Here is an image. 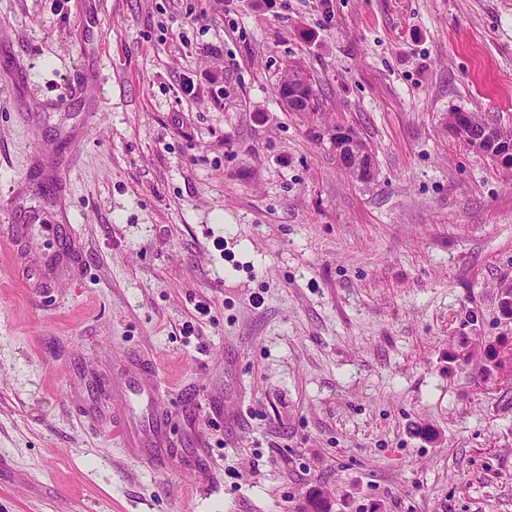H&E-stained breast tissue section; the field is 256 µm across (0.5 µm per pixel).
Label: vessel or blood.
Returning a JSON list of instances; mask_svg holds the SVG:
<instances>
[{
	"label": "vessel or blood",
	"instance_id": "vessel-or-blood-1",
	"mask_svg": "<svg viewBox=\"0 0 512 512\" xmlns=\"http://www.w3.org/2000/svg\"><path fill=\"white\" fill-rule=\"evenodd\" d=\"M161 400L157 393L138 379H127L123 387V401L116 411L119 431L123 439L135 449L152 447V461L156 468H166L167 457L162 450L160 430Z\"/></svg>",
	"mask_w": 512,
	"mask_h": 512
}]
</instances>
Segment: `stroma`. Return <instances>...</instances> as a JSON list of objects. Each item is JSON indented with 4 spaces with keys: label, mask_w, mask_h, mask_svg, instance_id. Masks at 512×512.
<instances>
[{
    "label": "stroma",
    "mask_w": 512,
    "mask_h": 512,
    "mask_svg": "<svg viewBox=\"0 0 512 512\" xmlns=\"http://www.w3.org/2000/svg\"><path fill=\"white\" fill-rule=\"evenodd\" d=\"M457 111L512 130V0H0V512H512V172ZM311 84L306 75L298 70L288 72V76L281 81L278 94L288 107L309 103ZM161 400L157 393L136 378H128L123 387V401L115 412L123 439L134 449L153 446L152 461L156 468L164 469L167 457L161 448Z\"/></svg>",
    "instance_id": "35a3bbf8"
}]
</instances>
